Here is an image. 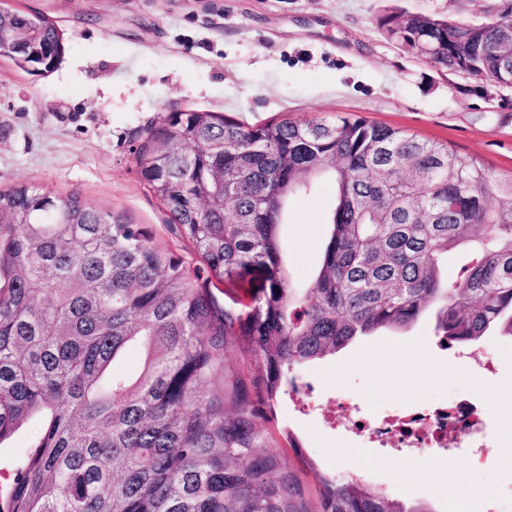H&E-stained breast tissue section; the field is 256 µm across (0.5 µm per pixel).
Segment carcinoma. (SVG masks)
Here are the masks:
<instances>
[{
  "label": "carcinoma",
  "mask_w": 512,
  "mask_h": 512,
  "mask_svg": "<svg viewBox=\"0 0 512 512\" xmlns=\"http://www.w3.org/2000/svg\"><path fill=\"white\" fill-rule=\"evenodd\" d=\"M34 21L37 57L65 54L54 21ZM388 39L460 72L512 78V0L475 28L445 17L378 19ZM195 147L186 167L178 142ZM141 177L202 266L80 197L0 190V444L36 426L0 512H437L314 469L317 506L272 450L258 405L288 397L300 372L356 340L433 312L435 331L476 343L512 336V177L474 156L363 118L249 127L176 112L142 146ZM224 168V187L210 172ZM330 171L336 205L320 270L295 286L278 238L284 204ZM208 194L209 206L195 200ZM469 261L448 278V253ZM244 286L238 308L217 296ZM258 375L227 367L233 341ZM136 376L114 370L130 347Z\"/></svg>",
  "instance_id": "cac0c4a2"
}]
</instances>
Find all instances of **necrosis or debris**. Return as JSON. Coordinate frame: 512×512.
Returning <instances> with one entry per match:
<instances>
[{"mask_svg":"<svg viewBox=\"0 0 512 512\" xmlns=\"http://www.w3.org/2000/svg\"><path fill=\"white\" fill-rule=\"evenodd\" d=\"M342 425L365 447H393L426 460L436 448H466L479 457L486 446L485 409L467 392L433 405L385 408L372 417L360 416L353 408Z\"/></svg>","mask_w":512,"mask_h":512,"instance_id":"necrosis-or-debris-1","label":"necrosis or debris"}]
</instances>
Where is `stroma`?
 <instances>
[{
    "label": "stroma",
    "mask_w": 512,
    "mask_h": 512,
    "mask_svg": "<svg viewBox=\"0 0 512 512\" xmlns=\"http://www.w3.org/2000/svg\"><path fill=\"white\" fill-rule=\"evenodd\" d=\"M493 0H0L38 11L64 34L58 69L33 76L0 57V189L42 188L150 225L180 247L162 204L144 186L141 147L174 112H218L247 125L357 115L475 156L493 178L512 175V106L496 87L438 69L403 51L378 25L389 11L486 21ZM336 204L332 180L290 198L279 228L292 278L319 270ZM433 314L409 330L365 337L304 371L315 408H276L307 462L348 473L364 466L373 484H401L406 499L440 512H486L480 488L501 490L512 512V341L497 345V370L459 364L435 334ZM456 388L487 404L488 448L418 462L365 448L328 423L322 405L345 392L358 405H403ZM470 486L462 496L460 485Z\"/></svg>",
    "instance_id": "1"
}]
</instances>
